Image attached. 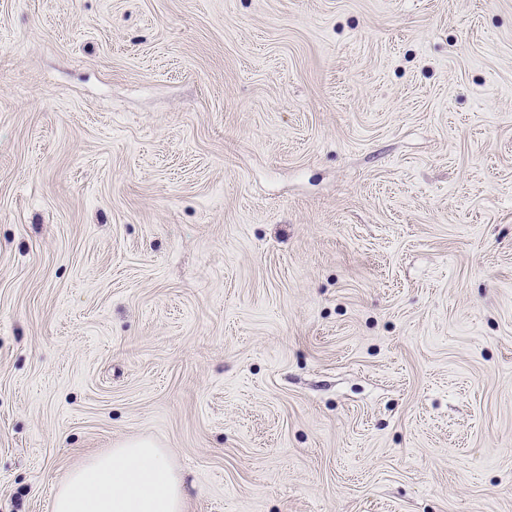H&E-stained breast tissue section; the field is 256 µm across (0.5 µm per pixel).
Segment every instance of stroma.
I'll use <instances>...</instances> for the list:
<instances>
[{"label":"stroma","mask_w":512,"mask_h":512,"mask_svg":"<svg viewBox=\"0 0 512 512\" xmlns=\"http://www.w3.org/2000/svg\"><path fill=\"white\" fill-rule=\"evenodd\" d=\"M137 437L512 512V0H0V512Z\"/></svg>","instance_id":"obj_1"}]
</instances>
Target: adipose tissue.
<instances>
[{"mask_svg":"<svg viewBox=\"0 0 512 512\" xmlns=\"http://www.w3.org/2000/svg\"><path fill=\"white\" fill-rule=\"evenodd\" d=\"M183 479L170 454L131 438L63 480L52 512H184Z\"/></svg>","mask_w":512,"mask_h":512,"instance_id":"1","label":"adipose tissue"}]
</instances>
